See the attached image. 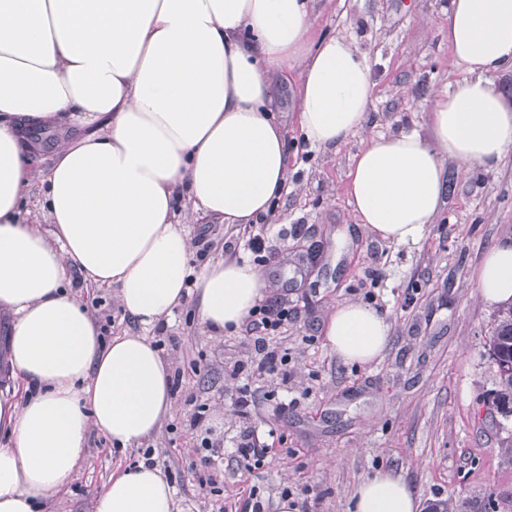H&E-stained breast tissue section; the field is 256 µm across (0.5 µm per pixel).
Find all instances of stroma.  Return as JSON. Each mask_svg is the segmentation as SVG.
Segmentation results:
<instances>
[{"label": "stroma", "mask_w": 512, "mask_h": 512, "mask_svg": "<svg viewBox=\"0 0 512 512\" xmlns=\"http://www.w3.org/2000/svg\"><path fill=\"white\" fill-rule=\"evenodd\" d=\"M448 2L312 0V39L343 36L366 54L372 103L362 131L322 150L300 136L295 75L273 83V114L288 139V182L271 219L258 227L274 253L262 268L270 283L264 300L298 307L283 342L284 373L249 380L233 375L238 362L255 359L252 343L239 331L210 335L191 302L147 332L171 368L184 374L171 414L146 442L183 512H234L245 488L278 512L286 487L307 512H352L356 485L384 470L404 478L422 512L438 502L450 512H512V428L501 429L486 402L498 381L485 348L497 311L479 301L474 280L483 255L512 236V151L494 168L465 177L453 159H444L447 193L413 245L357 227L345 193L365 135L415 130L430 137V88L462 76L448 44ZM59 135L49 128L28 133L33 184L26 206L37 217L39 181L54 161ZM176 213L189 215L190 239L203 236L215 245L207 257H191L193 269L225 258V241L242 240L243 227L193 212L186 200L177 201ZM75 294L87 304L100 299L111 314L103 340L139 332L116 289L82 285ZM408 296L414 302L407 307ZM346 300L372 307L388 322L389 343L379 361L347 362L327 347L323 323ZM245 384L255 405L244 417L234 401ZM279 400L288 403L287 412H277ZM244 431L257 444H272L277 436L282 444L249 471L225 451L219 490L205 492L198 482L202 441L226 444ZM138 457V449H116L92 433L83 465L52 501V512H93L112 473Z\"/></svg>", "instance_id": "obj_1"}]
</instances>
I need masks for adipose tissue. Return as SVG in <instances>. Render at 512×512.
Masks as SVG:
<instances>
[{
    "label": "adipose tissue",
    "instance_id": "1",
    "mask_svg": "<svg viewBox=\"0 0 512 512\" xmlns=\"http://www.w3.org/2000/svg\"><path fill=\"white\" fill-rule=\"evenodd\" d=\"M308 0H0V313L13 390L0 392V512H46L87 453L90 431L121 448L157 434L171 408L170 368L147 337L103 343L87 306L63 287L70 269L116 288L143 326L181 306L191 253L175 202L227 224L266 216L288 179L287 138L269 116L273 75L293 70L299 125L317 148L361 131L372 101L366 56L336 36L312 45ZM448 43L464 75L437 89L433 142L369 135L346 194L360 223L399 245L419 241L446 190L443 158L462 173L512 149V99L495 74L512 66V0H450ZM61 123L88 135L57 143L45 172L43 232L22 213L30 184L24 129ZM479 299L512 301V241L490 248ZM197 314L216 335L244 323L269 284L249 263L198 273ZM325 334L341 358H381L389 325L355 301ZM353 512H417L401 475L361 481ZM93 512H178L155 466L113 473Z\"/></svg>",
    "mask_w": 512,
    "mask_h": 512
}]
</instances>
